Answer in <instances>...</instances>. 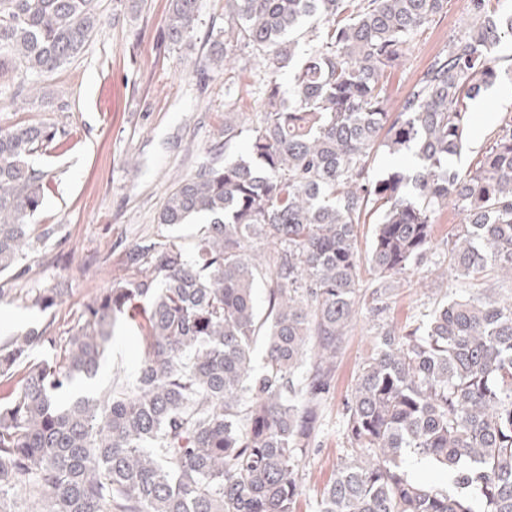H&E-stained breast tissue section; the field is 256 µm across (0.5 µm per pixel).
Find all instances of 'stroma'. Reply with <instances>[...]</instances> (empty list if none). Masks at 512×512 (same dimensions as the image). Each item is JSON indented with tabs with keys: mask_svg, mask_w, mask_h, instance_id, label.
Here are the masks:
<instances>
[{
	"mask_svg": "<svg viewBox=\"0 0 512 512\" xmlns=\"http://www.w3.org/2000/svg\"><path fill=\"white\" fill-rule=\"evenodd\" d=\"M104 28L71 64L41 84L36 102L14 98L0 79V124L65 121V145L52 156L37 155L54 190L37 224L45 237L34 241L25 274L16 288L61 285L69 293L53 313L28 302H0V336L51 324L68 332L83 301L111 287L125 274L124 253L155 233V218L176 180L206 161L207 147L224 129V99L237 98L240 111H259L254 78L243 69L232 86L223 72L204 69L210 43L224 28V0H199L191 42L164 41L168 0H93ZM468 0H448V12L411 43L403 66L391 78L400 95L419 77L431 56L461 30ZM512 113V86L496 85L477 99L459 167L465 168L489 144L503 113ZM137 170H130L128 160ZM441 280L440 271L422 269L403 281L390 318L401 323L419 314ZM367 311H359L347 348L336 366V392L322 424L321 450L304 465L300 512H310L341 454V403L357 366L372 352L374 336ZM141 355L136 334L117 330L96 388L133 382Z\"/></svg>",
	"mask_w": 512,
	"mask_h": 512,
	"instance_id": "35a3bbf8",
	"label": "stroma"
}]
</instances>
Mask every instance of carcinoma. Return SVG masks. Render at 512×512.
Here are the masks:
<instances>
[{"label": "carcinoma", "instance_id": "carcinoma-1", "mask_svg": "<svg viewBox=\"0 0 512 512\" xmlns=\"http://www.w3.org/2000/svg\"><path fill=\"white\" fill-rule=\"evenodd\" d=\"M447 7L224 0L203 66L232 83L228 61L262 60L261 110L248 117L225 100L224 143L167 193L160 231L128 248L126 275L88 298L67 335L50 321L0 339V512H297L300 468L320 451L362 307L375 349L344 399L342 454L311 512H512V301L485 288L389 319L395 284L432 261L464 283L512 279V115L466 171L451 163L472 103L512 82L494 55L512 37V10L468 0L462 33L390 104L409 45ZM198 11V0H169L170 44L193 38ZM100 30L92 0H0L12 95L35 96ZM61 135L54 124L0 126V276L37 237L53 176L32 157L63 146ZM239 142L247 154L234 153ZM380 151L415 165L376 175ZM450 206L464 223L439 242ZM198 215L207 223L188 254L176 231ZM67 294L0 287V302L45 311ZM138 315L135 381L86 389L116 323ZM413 457L445 483L415 477Z\"/></svg>", "mask_w": 512, "mask_h": 512}]
</instances>
